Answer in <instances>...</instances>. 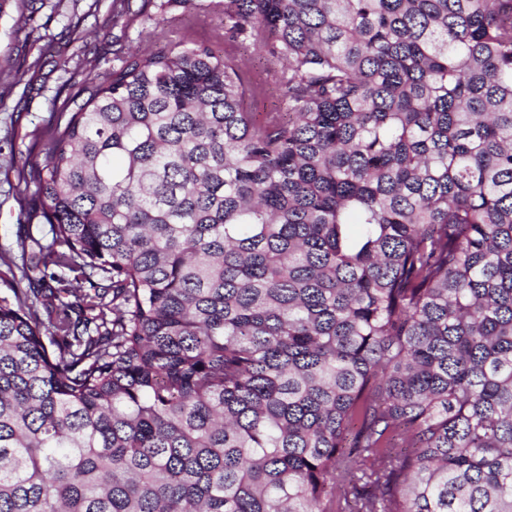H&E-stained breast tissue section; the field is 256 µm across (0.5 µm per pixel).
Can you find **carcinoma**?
Segmentation results:
<instances>
[{
	"label": "carcinoma",
	"mask_w": 512,
	"mask_h": 512,
	"mask_svg": "<svg viewBox=\"0 0 512 512\" xmlns=\"http://www.w3.org/2000/svg\"><path fill=\"white\" fill-rule=\"evenodd\" d=\"M210 7L279 108L148 15L18 170L0 512H512V0ZM217 50L225 53H231L241 58L251 71L262 72L265 68L262 60L253 53L252 49L247 44L238 41H220L215 44ZM262 85L258 89L255 97L252 100L251 112H256L257 118L265 115V112L272 111L279 102L278 89L272 84L265 72H262Z\"/></svg>",
	"instance_id": "obj_1"
}]
</instances>
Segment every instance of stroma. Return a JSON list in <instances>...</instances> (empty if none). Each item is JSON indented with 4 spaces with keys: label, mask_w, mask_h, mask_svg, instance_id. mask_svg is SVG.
I'll return each instance as SVG.
<instances>
[{
    "label": "stroma",
    "mask_w": 512,
    "mask_h": 512,
    "mask_svg": "<svg viewBox=\"0 0 512 512\" xmlns=\"http://www.w3.org/2000/svg\"><path fill=\"white\" fill-rule=\"evenodd\" d=\"M147 0L145 12L160 14L175 35L208 38L224 17L195 6L160 9ZM113 0H0V249L16 248L19 230L49 244V226L40 218L22 225L20 213L35 200L34 187L18 180L20 156L60 117L64 104L91 75L111 69L118 46L135 45L142 19L130 16L124 33L112 27ZM80 39H73L72 29Z\"/></svg>",
    "instance_id": "1"
}]
</instances>
